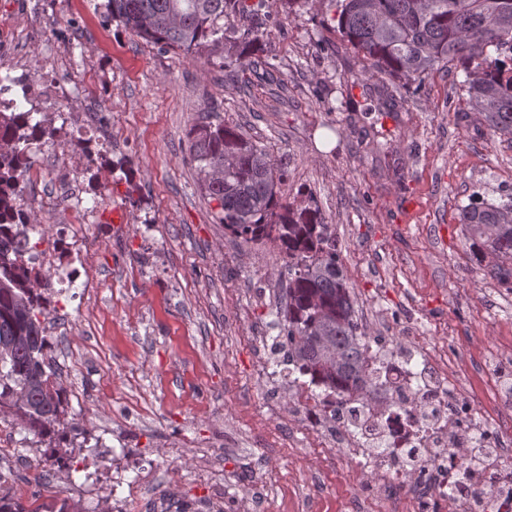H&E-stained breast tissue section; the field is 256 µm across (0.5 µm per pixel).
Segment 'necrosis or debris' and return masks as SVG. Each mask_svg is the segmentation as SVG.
Listing matches in <instances>:
<instances>
[{"label": "necrosis or debris", "mask_w": 512, "mask_h": 512, "mask_svg": "<svg viewBox=\"0 0 512 512\" xmlns=\"http://www.w3.org/2000/svg\"><path fill=\"white\" fill-rule=\"evenodd\" d=\"M75 74L53 64L38 76L21 73L16 82L26 101L61 107L67 104ZM106 113L85 112L68 140L65 154L45 164L29 157L26 173L31 186L51 169L55 181L69 189L72 203L62 213L58 231L44 238L31 264L42 292L53 289L54 278L80 283L84 292L100 288L93 265L72 267L76 254L96 252L100 243L85 237L86 223L102 225L106 235H120L103 206L110 184L90 182V164L102 157ZM489 375L493 406L478 420L475 395L455 382V366L447 347L392 354L370 352L368 369L380 378L370 395L328 391H298L294 407L318 447L348 448L356 474L371 473L390 496L389 512H512V352L485 353L476 362ZM384 451H377V444ZM480 447V461L460 458L462 448Z\"/></svg>", "instance_id": "4bbe7bcc"}]
</instances>
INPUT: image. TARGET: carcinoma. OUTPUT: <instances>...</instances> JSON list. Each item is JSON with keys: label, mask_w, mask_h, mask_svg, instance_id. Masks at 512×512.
Returning a JSON list of instances; mask_svg holds the SVG:
<instances>
[{"label": "carcinoma", "mask_w": 512, "mask_h": 512, "mask_svg": "<svg viewBox=\"0 0 512 512\" xmlns=\"http://www.w3.org/2000/svg\"><path fill=\"white\" fill-rule=\"evenodd\" d=\"M268 0H106L107 18L148 43L183 50L230 44L227 76L249 59L259 62L264 31L254 17ZM357 63L378 80L385 100L400 86L422 83L438 65L465 73L467 104L492 136L512 143V0H336L332 17ZM46 139L59 129L29 111L23 121L0 112V214L19 200L30 132ZM190 155L205 195L218 203L219 223L246 241L271 240L285 260L286 286L270 327L276 363L288 374L315 377L334 392L368 394L377 388L367 371L370 337L355 316V295L336 258L331 225L318 209L284 203L279 195L285 171L267 150L239 128L203 115L189 131ZM459 224L477 261L490 260L496 277L512 279V199L501 204L472 196ZM33 257L0 241V413L33 436L50 437L64 424L65 408L49 363L46 305L35 279L23 270Z\"/></svg>", "instance_id": "carcinoma-1"}]
</instances>
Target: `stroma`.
<instances>
[{"label":"stroma","instance_id":"35a3bbf8","mask_svg":"<svg viewBox=\"0 0 512 512\" xmlns=\"http://www.w3.org/2000/svg\"><path fill=\"white\" fill-rule=\"evenodd\" d=\"M102 2L0 0L17 57L61 53L76 69L69 122L110 113L111 159L140 171L130 191L120 170H100L125 234L96 260L95 301L78 305L67 287L54 310L56 355L83 352L64 380L83 395L66 423L129 451L108 465L68 448L74 480L100 472L98 492L120 512H203L206 459L224 474L223 512L243 501L252 512H350L359 498L385 512V491L354 479L344 449H317L284 426L288 404L274 390L288 378L260 366L252 342L272 343L283 262L275 242L218 223L188 132L213 109L266 147L286 171L283 201L314 200L330 224L364 333L424 348L454 326L457 383L484 398L494 387L471 362L512 344V284L473 259L458 215L475 193L512 200V144L469 112L462 70L435 69L392 107L366 75L344 81L354 54L331 29V0L279 6L265 27L271 77L248 71L240 82L225 79L223 50L159 49L110 21ZM145 465L149 481L129 488Z\"/></svg>","mask_w":512,"mask_h":512}]
</instances>
